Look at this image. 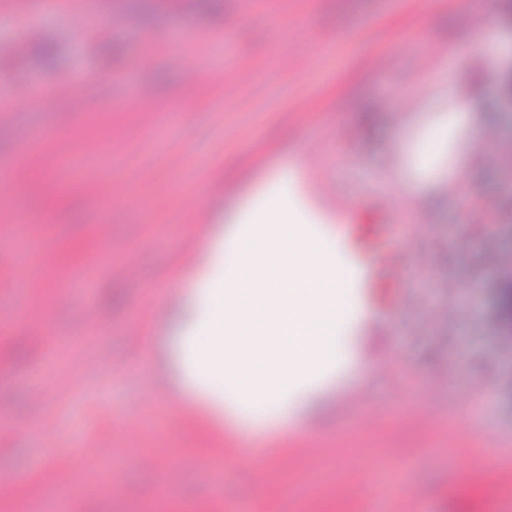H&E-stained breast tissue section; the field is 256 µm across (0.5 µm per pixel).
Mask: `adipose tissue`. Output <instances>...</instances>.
I'll return each instance as SVG.
<instances>
[{"label":"adipose tissue","mask_w":512,"mask_h":512,"mask_svg":"<svg viewBox=\"0 0 512 512\" xmlns=\"http://www.w3.org/2000/svg\"><path fill=\"white\" fill-rule=\"evenodd\" d=\"M447 90L454 106L414 128L389 164L403 189L416 182L461 188L468 150L489 142L487 126L470 118L468 96L452 83ZM303 181L304 165L295 163L227 213L204 271L175 307L176 377L257 428L287 429L299 412L314 409L318 383L336 373L324 338L334 325L336 279L353 263L352 244L343 229L324 226ZM307 224L318 225L329 247L313 245Z\"/></svg>","instance_id":"ef3b65f1"}]
</instances>
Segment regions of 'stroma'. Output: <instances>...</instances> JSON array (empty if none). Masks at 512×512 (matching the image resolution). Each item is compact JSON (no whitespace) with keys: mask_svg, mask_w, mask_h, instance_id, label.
I'll return each instance as SVG.
<instances>
[{"mask_svg":"<svg viewBox=\"0 0 512 512\" xmlns=\"http://www.w3.org/2000/svg\"><path fill=\"white\" fill-rule=\"evenodd\" d=\"M242 26L215 21L220 9ZM494 13L512 36L503 0H8L0 4V172L18 170L0 208L48 225L44 241L21 243L0 228V512H26L54 493L62 512H145L168 491L177 512L229 497L281 512L274 487L323 512H362L374 465L399 472L403 512L422 496L425 512H512V489L488 498L461 485L472 455L491 471L512 469V350L495 320L499 265L488 247L512 254V222L461 220L465 206L491 195L512 212V154L475 151L468 180L440 209L387 214L379 199L405 195L386 176L402 134L386 105L406 96L407 119L424 105L420 89L454 75L471 82L449 45L481 39L476 15ZM194 31L198 42L153 46L147 33ZM211 71L207 93L190 90ZM97 81L76 100L60 76ZM481 80L474 116L495 105L512 143V97L501 77ZM149 88V108L135 101ZM43 150L17 167L32 129ZM94 159L95 174L59 181L57 156ZM305 188L330 203L328 221L365 241L366 288L384 289L379 320L358 324L363 301L341 272L336 327L328 344L339 370L324 394L323 419L301 417L280 447L274 433L215 421L180 389L161 362L173 342L151 287L181 296L213 245L217 216L298 158ZM91 196L112 198L111 216L90 212ZM426 258L402 279L384 272L395 246ZM56 262L33 275L19 254ZM134 262L137 275L123 273ZM363 390L361 405L348 395ZM432 411L434 427L411 422ZM185 414L164 434L158 419ZM370 420L363 428L361 420ZM110 443L117 484L92 474L91 447ZM310 441L326 456H304ZM267 465L271 482L254 469ZM27 475L15 484L17 475ZM352 485L353 498L333 487Z\"/></svg>","mask_w":512,"mask_h":512,"instance_id":"stroma-1","label":"stroma"}]
</instances>
